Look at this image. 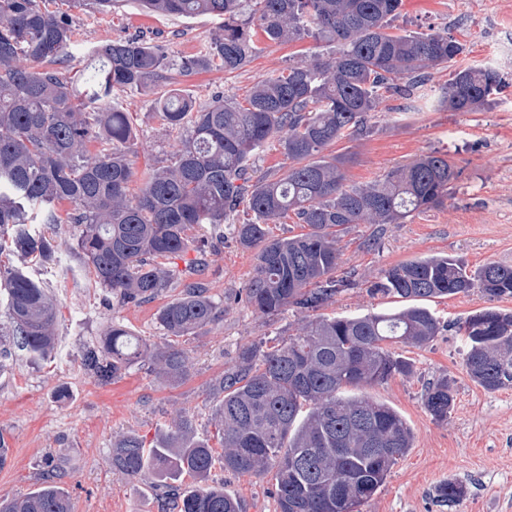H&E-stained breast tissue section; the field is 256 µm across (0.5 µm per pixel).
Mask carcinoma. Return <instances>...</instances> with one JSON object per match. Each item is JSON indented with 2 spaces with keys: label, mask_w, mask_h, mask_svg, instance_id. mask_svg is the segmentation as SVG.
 <instances>
[{
  "label": "carcinoma",
  "mask_w": 512,
  "mask_h": 512,
  "mask_svg": "<svg viewBox=\"0 0 512 512\" xmlns=\"http://www.w3.org/2000/svg\"><path fill=\"white\" fill-rule=\"evenodd\" d=\"M50 0H0V254L57 264L55 249L37 224H74L77 252L96 282L123 303L153 298L170 286L161 260L192 249L189 232L200 224L224 236L239 208L253 214L231 226L244 248L256 250L245 301L263 316L293 308L305 322L268 347L239 349L235 363L211 386L217 411V454L179 419L151 444L130 431L112 443L108 466L163 488L161 512H242L224 488L207 484L220 464L243 475L272 473L278 512H358L378 492L410 447L412 432L392 407L365 394L348 395L412 373L394 354L396 343L423 346L443 329L424 306L473 290L488 301L512 297V266L487 262L476 270L454 257L430 255L382 270L370 293L399 307L383 313L336 317L322 310L359 284L353 271L337 274L339 242L352 224H402L445 204L459 176L448 154L433 151L362 186L346 184L348 160L324 154L336 140L368 132L382 91L406 100L464 46L447 32L390 33L402 0H137L149 13L223 19L222 33L175 64L164 47L140 38L100 44L85 54L79 79L54 65L75 35L72 18L48 8ZM109 13L120 0H69ZM312 37L330 51L293 63L257 82L245 104L219 98L205 107L171 88L156 94L163 125L188 128L174 163L152 167L138 192L129 113L115 91L149 92L164 73L197 72L216 62L228 72L248 65L257 41L290 43ZM503 87L489 66L448 73L439 104L473 112ZM275 139L288 159L281 174L256 176L250 157ZM69 204L64 210L62 206ZM293 214L302 232L270 238L265 225ZM0 288L14 345L33 357L56 345L58 308L39 282L0 268ZM224 309L201 284L165 305L157 320L165 342L148 344L112 323L82 352V365L107 383L133 366L170 383L189 373L176 339L216 323ZM464 336L465 368L487 391L512 385V314L486 307L456 326ZM454 393L446 378L424 394L438 422L448 421ZM188 474L193 486L175 482ZM62 471L45 462L42 484L20 497L0 498V512H73L60 485ZM463 485L436 489L441 503L460 500Z\"/></svg>",
  "instance_id": "carcinoma-1"
}]
</instances>
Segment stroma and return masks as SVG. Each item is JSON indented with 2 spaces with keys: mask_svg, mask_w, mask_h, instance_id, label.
<instances>
[{
  "mask_svg": "<svg viewBox=\"0 0 512 512\" xmlns=\"http://www.w3.org/2000/svg\"><path fill=\"white\" fill-rule=\"evenodd\" d=\"M73 15L79 35L65 63L73 71L82 68L90 47L104 41L137 36L165 47L178 60L196 54L220 30L219 19L207 15L145 14L137 0H125L108 14L77 9ZM393 25L448 31L466 46L458 66L494 67L506 86L478 111L449 112L438 103L448 72L433 71L420 90L418 110L404 111L403 99L386 96L369 119V135L340 139L329 147V154L347 158L351 185L373 182L433 150L447 152L459 171L454 193L443 206L380 230L371 224L351 226L341 241L342 266L356 270L359 284L337 296L327 310L331 316L388 309L387 299L369 293L370 282L381 269L417 257L448 254L464 259L473 270L490 261L512 265V53L503 50L504 41L512 38V0H403ZM258 46L254 60L240 70L230 73L215 64L177 76V85L203 106L218 94L241 102L258 81L323 49L310 37L290 44L262 40ZM118 104L133 119L136 171L170 162L184 134L161 124L151 96L129 89L119 93ZM76 234L70 224L50 230L59 262L48 270L0 255L1 266L23 268L42 281L59 309L50 355L32 359L15 349L0 359V434L10 448L9 460L0 468V496L38 488L44 462L51 457L63 468L74 512H159L161 488L106 465L113 441L134 431L153 442L182 416L191 418L197 433L213 434L219 405L210 393L215 378L234 363L239 348L295 333L302 316L292 309L270 318L256 313L244 297L255 250L230 236L211 245L197 229L196 249L172 257L167 265L182 271L189 260L201 259L198 279L225 314L218 323L182 338L190 358L188 376L169 384L136 366L100 382L81 363L84 346L114 322L147 342L160 341L156 315L182 288L173 286L138 303H119L78 257ZM486 305L475 291L429 302L444 331L421 347L395 345L397 354L411 360L412 373L367 388V395L399 412L413 441L360 512H512V388L489 392L469 378L464 341L453 328ZM444 376L454 386L455 403L447 422L439 423L426 410L424 393ZM447 480L465 487L464 496L450 505L434 497L435 488ZM209 482L239 499L245 512H277L270 476L232 475L217 467Z\"/></svg>",
  "mask_w": 512,
  "mask_h": 512,
  "instance_id": "obj_1",
  "label": "stroma"
}]
</instances>
